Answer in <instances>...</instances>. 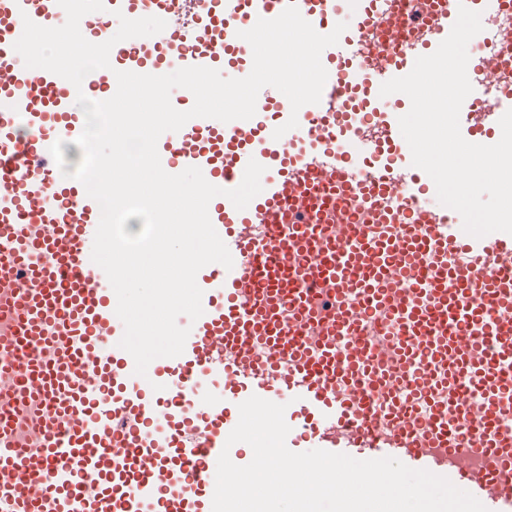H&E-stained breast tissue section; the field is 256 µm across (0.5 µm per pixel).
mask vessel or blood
Listing matches in <instances>:
<instances>
[{
    "label": "vessel or blood",
    "mask_w": 512,
    "mask_h": 512,
    "mask_svg": "<svg viewBox=\"0 0 512 512\" xmlns=\"http://www.w3.org/2000/svg\"><path fill=\"white\" fill-rule=\"evenodd\" d=\"M295 3L321 34L343 0H104L80 30L96 41L116 13L157 16L156 41L118 44L114 71L234 69L238 33ZM367 0L321 58V101L292 113L259 93L256 114L194 118L162 136L164 170L190 166L237 187L265 168L244 210L224 197L210 220L232 268L203 267V315L181 355L135 374L117 297L91 251L99 206L60 182L49 148L84 121L69 81L26 68L24 19L65 21L56 0H0V512H212L216 464L250 396L285 405L286 443L359 460L391 456L512 512V235L475 238L411 164L395 112H346L361 91L408 74L455 22L448 0ZM297 115L281 138L274 130ZM483 99L463 137L490 144Z\"/></svg>",
    "instance_id": "b4317fda"
}]
</instances>
